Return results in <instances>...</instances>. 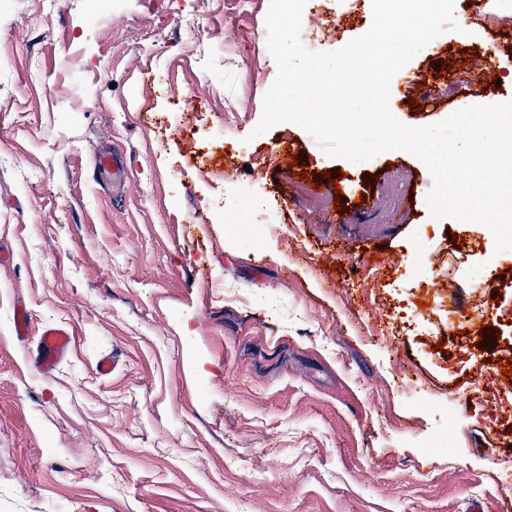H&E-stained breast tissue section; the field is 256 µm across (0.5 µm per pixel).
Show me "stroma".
Segmentation results:
<instances>
[{
  "mask_svg": "<svg viewBox=\"0 0 512 512\" xmlns=\"http://www.w3.org/2000/svg\"><path fill=\"white\" fill-rule=\"evenodd\" d=\"M364 34L371 0H337ZM200 15L180 31L174 8ZM269 0H9L0 17V512H512V250L489 228L430 220L426 165L386 151L363 169L282 123L262 135L277 66ZM456 0L465 32L391 80L403 124L512 99V41ZM494 52L497 85H451ZM196 95L198 145L234 161L229 203L275 208L252 230L199 213L186 144L160 140ZM430 99L428 110L419 102ZM298 153L279 164L284 141ZM117 152L121 180L95 165ZM348 193L336 195L333 172ZM345 212H338L337 203ZM490 265L478 343L473 266ZM30 314L25 337L13 322ZM76 342L54 371L40 333ZM111 357L112 371H97ZM444 448L427 449L437 433ZM75 333L64 327H46L40 334L37 367L51 371L75 343Z\"/></svg>",
  "mask_w": 512,
  "mask_h": 512,
  "instance_id": "stroma-1",
  "label": "stroma"
}]
</instances>
